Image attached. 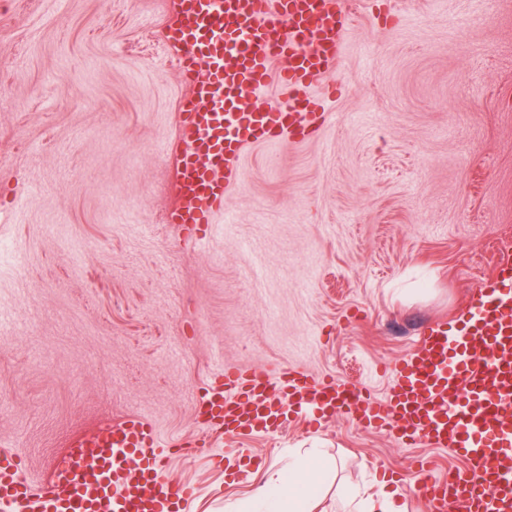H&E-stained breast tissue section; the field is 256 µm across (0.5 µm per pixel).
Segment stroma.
<instances>
[{
  "mask_svg": "<svg viewBox=\"0 0 512 512\" xmlns=\"http://www.w3.org/2000/svg\"><path fill=\"white\" fill-rule=\"evenodd\" d=\"M347 48L310 93L325 121L243 153L224 207L169 223L191 89L176 0H0V440L41 484L69 438L129 414L200 439L224 368L292 363L387 390L385 368L451 316L512 242V0H350ZM228 480L175 456L186 512L252 496L290 449L336 460L321 502L416 458L348 418L241 436Z\"/></svg>",
  "mask_w": 512,
  "mask_h": 512,
  "instance_id": "1",
  "label": "stroma"
}]
</instances>
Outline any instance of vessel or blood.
<instances>
[{
	"label": "vessel or blood",
	"instance_id": "b4317fda",
	"mask_svg": "<svg viewBox=\"0 0 512 512\" xmlns=\"http://www.w3.org/2000/svg\"><path fill=\"white\" fill-rule=\"evenodd\" d=\"M353 15L345 0H177L167 41L191 82L182 106L170 223L208 222L244 150L305 140L324 119L301 89L341 58ZM281 70H274L277 61ZM276 78L283 106L251 108L247 93ZM384 397L293 364L228 368L195 402L216 441L285 432L298 417H335L389 432L402 448H443L463 459L455 482L422 462L410 490L426 512H512V245L450 319L424 325L389 371ZM171 455L151 421L129 415L72 437L42 487L24 482L0 447V512H181L193 490L166 477Z\"/></svg>",
	"mask_w": 512,
	"mask_h": 512
}]
</instances>
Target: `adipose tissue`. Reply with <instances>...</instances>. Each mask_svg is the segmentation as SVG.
Listing matches in <instances>:
<instances>
[{
  "label": "adipose tissue",
  "instance_id": "adipose-tissue-1",
  "mask_svg": "<svg viewBox=\"0 0 512 512\" xmlns=\"http://www.w3.org/2000/svg\"><path fill=\"white\" fill-rule=\"evenodd\" d=\"M323 458V452L312 448L273 474L258 491L259 512H316L318 491L308 473L311 462Z\"/></svg>",
  "mask_w": 512,
  "mask_h": 512
}]
</instances>
